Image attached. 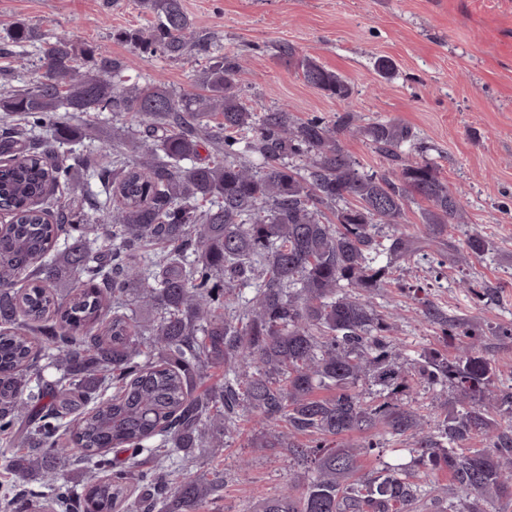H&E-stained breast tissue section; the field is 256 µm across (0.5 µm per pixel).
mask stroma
<instances>
[{
  "instance_id": "obj_1",
  "label": "stroma",
  "mask_w": 512,
  "mask_h": 512,
  "mask_svg": "<svg viewBox=\"0 0 512 512\" xmlns=\"http://www.w3.org/2000/svg\"><path fill=\"white\" fill-rule=\"evenodd\" d=\"M200 34L216 54L246 62L238 77L250 106L287 104L295 117L319 114L335 119L353 111L360 124L392 119L408 126L426 150H408L411 161L436 163L450 190L460 191L463 221L433 242L430 253L448 255L447 270L435 275L419 259L401 262L406 290H381L378 311H394L392 336L403 346L407 365L436 350L455 358V337L441 335L423 316L432 303L445 316L484 333L482 355L498 379H512V338L489 336L488 326L512 325V0H184ZM18 19L46 34L67 32L77 44L126 61L131 82L158 79L169 86L195 87L201 61L148 56L117 39L121 30L148 31L156 23L138 0H0V37ZM312 56L352 86L342 102L308 86L301 73L279 59L280 43ZM392 68L379 73V60ZM78 128L94 127V139L76 142L77 151L112 143L133 116H68ZM482 236L490 252H467L470 235ZM485 284L478 299L462 279ZM456 398L453 388L412 382L403 401L429 418L444 415ZM264 429L240 419L224 439L221 456L197 449L189 468L200 477L224 473V486L202 512H252L254 504L278 495L297 480L304 464L284 448H265Z\"/></svg>"
}]
</instances>
